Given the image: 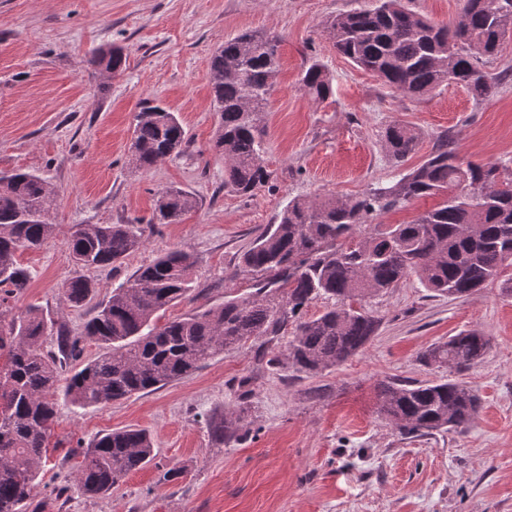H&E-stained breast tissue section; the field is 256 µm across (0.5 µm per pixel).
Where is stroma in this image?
<instances>
[{
    "label": "stroma",
    "instance_id": "obj_1",
    "mask_svg": "<svg viewBox=\"0 0 512 512\" xmlns=\"http://www.w3.org/2000/svg\"><path fill=\"white\" fill-rule=\"evenodd\" d=\"M374 0H0V171L30 170L53 192L55 235L19 253L31 279L17 305L41 309L80 332L94 305L155 256L194 258L193 292L162 321L246 296L254 276L239 257L294 198L354 199L396 183L451 137L462 159L512 167V82L485 101L446 84L409 98L338 54L323 32L330 16ZM281 38V70L262 121L269 184L254 195L224 187L213 149L210 61L244 31ZM121 49L126 65L93 71L95 51ZM324 64L332 96L314 102L302 69ZM146 100L177 113L187 134L179 155L152 168L131 157L133 117ZM392 123L418 135L405 166L383 148ZM197 201L180 223L146 231L116 268L81 271L68 240L80 224L148 222L162 191ZM93 283L90 305L63 297L72 278ZM372 340L335 368L307 376L272 364L291 326L208 360L163 388L106 405L60 402L35 495L26 512H512V296L491 285L467 298L431 296L416 277L366 304ZM467 329L491 338L482 361L457 373L422 352ZM385 379H457L480 409L465 433L406 438L379 412ZM248 407L243 438H214L216 422ZM129 427L146 430L154 457L111 495L78 491L79 446Z\"/></svg>",
    "mask_w": 512,
    "mask_h": 512
}]
</instances>
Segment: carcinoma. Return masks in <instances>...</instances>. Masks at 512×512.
I'll return each mask as SVG.
<instances>
[{
    "label": "carcinoma",
    "instance_id": "cac0c4a2",
    "mask_svg": "<svg viewBox=\"0 0 512 512\" xmlns=\"http://www.w3.org/2000/svg\"><path fill=\"white\" fill-rule=\"evenodd\" d=\"M324 32L340 55L410 98L455 83L482 101L512 79V68L493 76L480 67L481 58L497 55L512 37V0H462L460 20L452 27L408 11L401 0H376L327 20ZM279 43L275 35L242 33L224 40L211 58L212 101L221 119L215 148L224 156V187L244 195L271 177L259 115L279 75ZM125 63L114 49L89 59L91 67L112 72ZM300 85L316 102L332 94V78L318 61L302 71ZM184 140L177 115L154 100L134 116L131 150L141 168L179 152ZM417 141L399 123L385 130L384 146L397 165L414 153ZM421 197H437L439 203L408 224L362 230L377 212ZM51 203L39 175L16 170L0 176V357L6 358L0 366V512H24L31 499L59 391L81 408L127 399L162 388L252 338L275 336L288 323L294 324V336L286 364L314 376L341 365L375 336L377 319L351 303L386 293L412 274L437 296L463 297L494 283L512 295V277H504L506 257L512 256V170L465 162L444 136L391 187L354 200L289 201L278 222L240 256L242 271L259 276L254 293L158 324L161 311L192 292L194 260L186 250L172 249L114 288L79 334L57 327L56 348L46 350L47 318L33 306L16 309L12 299L29 284L17 252L55 234L47 219ZM195 206L189 193L167 189L152 222L176 223ZM144 232L140 224H81L68 246L77 266L101 269L137 250ZM92 288L88 279L75 278L64 288L65 299L81 307ZM318 299L330 305L318 317L304 318V309ZM87 340L105 352L70 370L68 361ZM488 346V337L469 331L428 348L422 360L463 371ZM377 396L379 412L407 438L463 431L479 409L477 391L449 379L382 380ZM153 453V440L142 429L106 433L82 451L75 484L88 497L108 495Z\"/></svg>",
    "mask_w": 512,
    "mask_h": 512
}]
</instances>
